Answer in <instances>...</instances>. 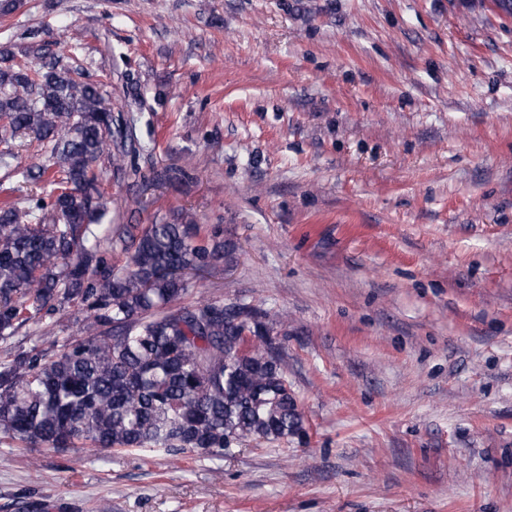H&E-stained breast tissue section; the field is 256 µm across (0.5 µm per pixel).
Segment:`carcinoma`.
<instances>
[{
    "label": "carcinoma",
    "mask_w": 512,
    "mask_h": 512,
    "mask_svg": "<svg viewBox=\"0 0 512 512\" xmlns=\"http://www.w3.org/2000/svg\"><path fill=\"white\" fill-rule=\"evenodd\" d=\"M20 50L0 47V165L33 135L50 164V202L0 206V440L17 448L186 451L221 456L243 441L306 434L269 312L241 302L181 306L184 273L224 258L220 231L147 225L118 269L102 255L104 206L93 163L119 170L129 134L99 83L74 77L70 56L48 53L42 31ZM43 59L35 70L17 57ZM89 312L83 336H28L30 321Z\"/></svg>",
    "instance_id": "carcinoma-1"
}]
</instances>
